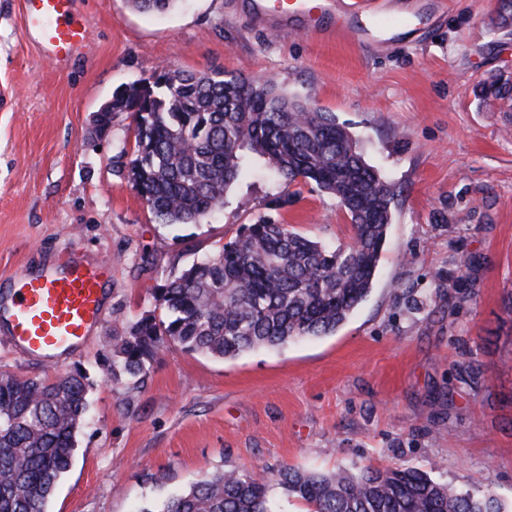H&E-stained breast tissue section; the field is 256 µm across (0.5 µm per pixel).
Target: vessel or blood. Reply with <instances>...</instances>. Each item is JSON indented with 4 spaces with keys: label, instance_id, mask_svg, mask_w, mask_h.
<instances>
[{
    "label": "vessel or blood",
    "instance_id": "1",
    "mask_svg": "<svg viewBox=\"0 0 512 512\" xmlns=\"http://www.w3.org/2000/svg\"><path fill=\"white\" fill-rule=\"evenodd\" d=\"M75 0H25L28 32L57 60L87 42ZM259 24L310 25L313 35L336 34L356 45L378 46L417 30L422 6L376 13L365 0H249ZM111 266L90 262L79 248L55 255L47 268L14 277L10 299L0 306V340L23 357L53 362L79 353L105 319V286Z\"/></svg>",
    "mask_w": 512,
    "mask_h": 512
}]
</instances>
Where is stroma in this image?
Segmentation results:
<instances>
[{"instance_id": "stroma-1", "label": "stroma", "mask_w": 512, "mask_h": 512, "mask_svg": "<svg viewBox=\"0 0 512 512\" xmlns=\"http://www.w3.org/2000/svg\"><path fill=\"white\" fill-rule=\"evenodd\" d=\"M242 0H182L156 15L127 0H76L86 48L55 64L28 35L22 0H0V278L77 245L107 260L103 325L75 358L28 362L0 343V372L86 371L92 388L72 464L47 512H136L229 469L318 472L414 466L459 488L479 479L512 512V79L501 0H447L425 34L359 47L254 26ZM168 68L272 79L335 113L395 192L374 287L334 335L233 359L160 346L141 386L100 358L153 310L167 278L262 215L329 246L352 226L333 196L256 168L200 224L157 223L132 188L134 118L93 115Z\"/></svg>"}]
</instances>
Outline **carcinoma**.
I'll return each instance as SVG.
<instances>
[{"label": "carcinoma", "mask_w": 512, "mask_h": 512, "mask_svg": "<svg viewBox=\"0 0 512 512\" xmlns=\"http://www.w3.org/2000/svg\"><path fill=\"white\" fill-rule=\"evenodd\" d=\"M179 0H131L162 14ZM131 112L135 150L127 176L161 224H198L224 204V192L253 161L283 185L304 181L336 198L351 220V245L331 247L261 217L212 255L154 290L155 310L112 337L104 370L137 386L159 347L233 358L257 347L333 334L369 295L392 220L395 193L367 163L336 116L272 81L221 71L165 68L113 97L98 112ZM89 382L77 367L58 378L0 373V512H47L70 467L89 407ZM276 485L308 512H503L496 497L450 489L415 467L355 472L228 470L139 512H272Z\"/></svg>", "instance_id": "carcinoma-1"}]
</instances>
